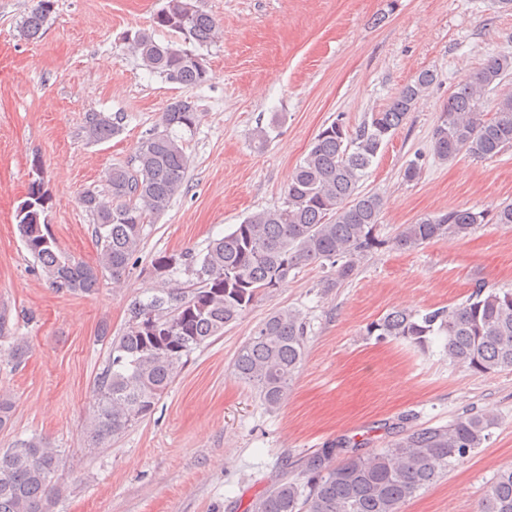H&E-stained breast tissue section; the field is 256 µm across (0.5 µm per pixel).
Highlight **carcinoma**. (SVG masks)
<instances>
[{"mask_svg": "<svg viewBox=\"0 0 512 512\" xmlns=\"http://www.w3.org/2000/svg\"><path fill=\"white\" fill-rule=\"evenodd\" d=\"M52 0H37L20 33L40 36L52 13ZM154 23L178 34L179 42L159 43L138 31L128 48L142 66L166 80L200 86L209 71L199 50L216 35L212 17L191 0H167ZM512 75V56L494 54L458 81L448 95L433 131V154L448 163L461 154L492 158L512 148V93L501 96L493 114L484 112L491 90ZM434 81L428 70L405 84L381 111L372 113L354 135L338 119L321 129L285 190L282 206L246 217L205 251H182L156 257L152 273L164 287L146 300L134 301L121 334L110 337L106 364L96 379L98 405L86 422L95 448L151 415L197 349L224 335L262 296L277 290L305 263L334 269L327 286L349 280L357 258L369 251L384 209V198L359 191L360 182L385 141L404 123ZM124 116L90 112L88 141L104 142L120 134ZM199 112L188 99L170 103L162 129L137 144L131 163L107 174L108 195L87 190L80 203L96 223L98 261L65 259L47 232L41 215L47 204L42 182H32L21 205L18 227L27 250L57 289L90 295L104 273L119 281L140 251L147 217L163 211L181 191L189 165L180 131H192ZM486 220L472 209L419 218L393 238L398 249L434 240H463ZM188 276V284L174 279ZM380 339H402L417 348L429 337L443 338L448 359L475 375L512 368V289L483 284L465 302L431 311L394 309L368 327ZM307 323L292 309L271 313L239 346L235 378L255 391L269 410L278 409L306 354ZM27 354L20 342L0 354L18 368ZM498 425L493 415L466 414L441 426L420 427L371 455L358 444L340 442L299 459L298 473L285 475L246 512H401L405 502L455 469L490 439ZM62 451L38 437L0 448V512H49ZM478 512H512V465L487 485Z\"/></svg>", "mask_w": 512, "mask_h": 512, "instance_id": "cac0c4a2", "label": "carcinoma"}]
</instances>
